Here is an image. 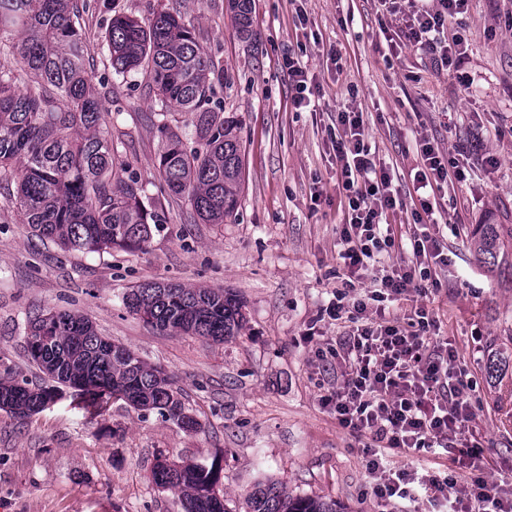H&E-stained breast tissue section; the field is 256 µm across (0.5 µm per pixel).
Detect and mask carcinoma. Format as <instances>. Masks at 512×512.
I'll return each mask as SVG.
<instances>
[{"label":"carcinoma","instance_id":"carcinoma-1","mask_svg":"<svg viewBox=\"0 0 512 512\" xmlns=\"http://www.w3.org/2000/svg\"><path fill=\"white\" fill-rule=\"evenodd\" d=\"M240 34L251 36V0H228ZM74 0H0V42L11 41L13 57L32 88L22 92L11 70L0 69V180L15 184L12 204L32 235L64 249L88 253L145 248L151 225L162 222L147 209L139 181H112V132L102 127L93 78L85 68L86 43L76 25ZM112 68L124 74L150 68L161 100L198 116L202 148L187 150L163 123L165 143L157 159L162 188L184 195L206 224H222L234 213L244 180L237 124L212 114L210 90L222 80L192 30L169 11L148 26L115 15L108 29ZM470 245L493 275L501 273L512 248V224H475ZM124 304L145 323L171 336H199L222 343L243 327L241 298L228 288H187L170 283L140 285ZM47 337L40 354L28 353L40 381L0 379V410L25 420L80 392L84 408L101 414L114 398L138 411H156L192 428L165 371L130 348L99 336L77 311H46L29 322L27 339ZM222 468L180 463L163 455L152 481L174 493L183 512H231L221 488ZM248 512H339L336 501L294 495L269 479L246 494Z\"/></svg>","mask_w":512,"mask_h":512}]
</instances>
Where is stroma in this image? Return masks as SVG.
Here are the masks:
<instances>
[{"mask_svg": "<svg viewBox=\"0 0 512 512\" xmlns=\"http://www.w3.org/2000/svg\"><path fill=\"white\" fill-rule=\"evenodd\" d=\"M77 2L86 67L103 121L120 139L114 164L138 178L162 222L142 251H68L33 237L9 201L13 186H1L0 375L38 380L26 349L29 318L76 310L101 336L170 374L198 425L185 429L121 400L93 418L66 399L23 421L0 410V512H182L151 480L161 454L220 459L230 512H245L246 493L263 476L290 493L335 500L341 512H396L372 490L366 437L341 429L321 404L336 384V362L317 353L345 332L323 311L343 273L337 242L348 205L332 142L347 108L362 112L368 145L401 189L403 204L388 216L396 237L415 229L417 139L499 160L455 184L450 205L434 214L448 248L447 266L432 271L440 290L424 300L409 293L395 309L402 317L423 302L433 310L476 384L471 427L487 479L512 491V282L488 274L469 244L472 225L512 224V0H469L465 27L440 32L443 41H469L458 73L378 47L380 26L398 31L382 0H252L248 39L228 0ZM161 10L180 15L224 72L211 105L238 123L245 180L221 224L202 223L187 197L162 190L156 87L147 69L119 75L111 67L112 15L146 24ZM336 45L338 60L328 53ZM287 56L319 85L313 108H294ZM150 282L232 289L244 302V326L221 344L156 330L122 302ZM494 353L507 364L492 377L486 360Z\"/></svg>", "mask_w": 512, "mask_h": 512, "instance_id": "1", "label": "stroma"}]
</instances>
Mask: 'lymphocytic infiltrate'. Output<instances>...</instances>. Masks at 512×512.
I'll return each instance as SVG.
<instances>
[{
  "label": "lymphocytic infiltrate",
  "mask_w": 512,
  "mask_h": 512,
  "mask_svg": "<svg viewBox=\"0 0 512 512\" xmlns=\"http://www.w3.org/2000/svg\"><path fill=\"white\" fill-rule=\"evenodd\" d=\"M468 0H391V15L398 19L397 38L388 39L391 55L409 49L430 56L435 64L455 70L468 56L463 38L438 41L449 23H462ZM337 121L343 133L334 149L338 179L348 199V222L339 237L343 261L342 287L336 290L326 312L334 320L348 319L352 331L336 340L330 355L336 360V386L322 398L336 422L350 434L365 436L371 448L400 449L420 456L439 448H460L462 457L482 454V441L466 428L473 418L468 401L472 384L457 364L447 338L439 336L437 322L425 306L415 308L408 323H400L391 307L408 292L427 296V264L447 265L443 241L434 225L431 195L447 177L467 178L468 168L457 158H444L429 139L419 138L421 156L414 190L421 213L409 241L396 240L383 222L400 205L399 191L386 166L377 163L365 142L362 112L343 110ZM410 246L417 267H398L381 277L370 296L355 290L371 264L382 253ZM374 494L382 499L411 502L426 497L448 512H512V500L493 492L483 474H473L468 487L450 495L451 476L417 470L389 471L380 458L370 461Z\"/></svg>",
  "instance_id": "1"
}]
</instances>
